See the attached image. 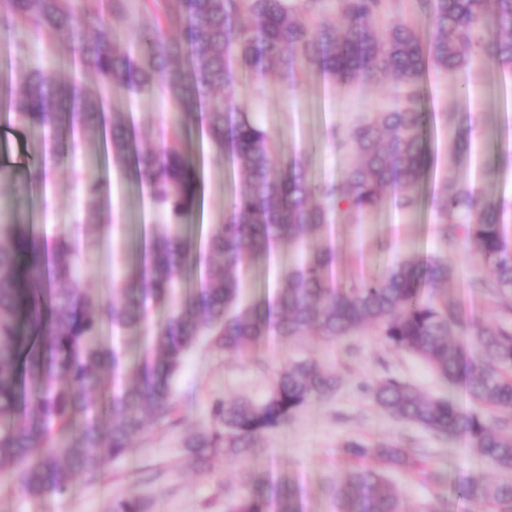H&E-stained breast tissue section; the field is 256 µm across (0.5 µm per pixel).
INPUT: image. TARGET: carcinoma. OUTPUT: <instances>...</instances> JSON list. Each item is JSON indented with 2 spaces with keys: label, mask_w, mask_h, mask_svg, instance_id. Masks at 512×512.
Masks as SVG:
<instances>
[{
  "label": "carcinoma",
  "mask_w": 512,
  "mask_h": 512,
  "mask_svg": "<svg viewBox=\"0 0 512 512\" xmlns=\"http://www.w3.org/2000/svg\"><path fill=\"white\" fill-rule=\"evenodd\" d=\"M392 0H141L153 17L139 26L129 0H0V53L31 30H47L72 46L74 71L91 70L103 93L77 78L52 80L39 70L8 69L0 78V112L52 144L66 163L77 136L101 132L106 154L145 190L164 223L154 225L103 297L81 286L78 231L47 240L28 224L0 221V485L21 496L65 493L78 476L99 478L104 454L118 460L131 440L176 425V379L201 342L240 355L271 334L295 340L314 329L327 341L373 328L398 350L461 387L477 410L452 396L428 397L395 377L370 396L393 416L466 446L499 472L450 482L436 470L422 477L438 491L408 510L394 482L361 466L329 490L335 512H458L457 503L512 512V213L495 196L438 176L442 148L471 155L475 122L456 114L453 128L423 104L426 70L451 76L477 63L512 66V0H414L406 22L379 25ZM495 25L486 21L488 9ZM127 25L121 42L114 22ZM274 74L285 89L305 74L331 89L388 79L399 90L389 108L332 125L330 149L348 158L340 179L318 182L309 149L277 158L273 133L257 111L239 106L247 92L264 97ZM160 92L173 105L167 123L144 133L133 113L110 112L104 91ZM112 120H107V114ZM196 125L206 145L184 132ZM224 154L234 189L224 220L198 240L186 231L202 201L195 159ZM92 201L110 185L89 180ZM435 200L434 232L446 250L464 239L477 267L468 287L508 307L492 324L465 322L448 297L441 254L397 257L382 272L347 283L336 279L337 213L359 216L390 207L414 211L423 194ZM297 259L280 268L273 292L245 301V273L269 270L284 250ZM146 344L127 362L126 343L107 346L105 328ZM336 391V374L299 360L275 371L259 399L213 401L209 419L185 443L199 466L222 454L241 459L305 406ZM347 453L378 459L393 471L417 456L395 442L346 444ZM112 512H145L117 497ZM224 512H303L289 477L247 472L240 491L224 492Z\"/></svg>",
  "instance_id": "carcinoma-1"
}]
</instances>
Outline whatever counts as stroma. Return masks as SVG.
I'll list each match as a JSON object with an SVG mask.
<instances>
[{
  "label": "stroma",
  "instance_id": "stroma-1",
  "mask_svg": "<svg viewBox=\"0 0 512 512\" xmlns=\"http://www.w3.org/2000/svg\"><path fill=\"white\" fill-rule=\"evenodd\" d=\"M69 46L42 31L13 48V62L23 69L39 68L62 79L60 63ZM428 107L439 112L472 113L480 130L491 131L484 145L473 148L471 158L442 152L438 170L461 184L483 188L512 207V136L505 135L512 122V78L499 68L474 67L445 77L428 71L423 77ZM117 111H133L143 129H157L171 104L156 94L128 100L122 91L110 94ZM395 98L391 84L339 86L327 90L319 76L303 77L294 89H283L267 78L262 105L241 97L243 107H258L265 126L290 150L300 142L317 145L309 159L315 176H340L347 158L326 144L325 132L359 112H374ZM44 153L41 140L22 125L0 121V166L10 179L0 181V217L15 215L38 227L50 238L59 230L84 227L82 281L91 293L104 295L112 275L123 262L124 240L148 234L156 219L146 199L129 177L123 176L98 146L97 131L84 135L83 148L72 165L48 167L43 192L25 193L21 187L28 171ZM204 196L190 233L220 221L224 202L233 188L223 156L204 154ZM95 176L110 183V197L87 201L83 182ZM434 205L425 202L418 212L389 209L364 217L342 213L336 225L339 254L336 272L347 282L359 274L374 272L384 259L399 252L434 253ZM473 259L466 245L448 251V294L461 301L466 318L494 321L497 310L466 286ZM308 359L332 366L338 381L335 394L302 408L293 419L272 433L256 455L239 462L216 455L204 471L190 465L183 451L185 436L208 416L217 399L257 398L267 390L275 369ZM393 376L428 396L447 394L448 386L420 359L399 351L377 332L368 330L329 342L316 334L297 340L273 336L255 343L245 354L227 355L201 346L187 358L177 380L178 424L153 433L146 441L133 442L121 460L105 459L103 476L93 485L75 479L63 495L52 493L25 498L0 489V512H112L114 497L144 500L149 512H224V491L239 488L243 469L272 470L299 484L305 512H329L326 484L341 478L351 463L345 445L352 440L367 443L394 441L404 448L423 449L426 466L450 467L453 476H494L493 466L462 442L438 440L427 430L392 417L374 404L369 388Z\"/></svg>",
  "mask_w": 512,
  "mask_h": 512
}]
</instances>
